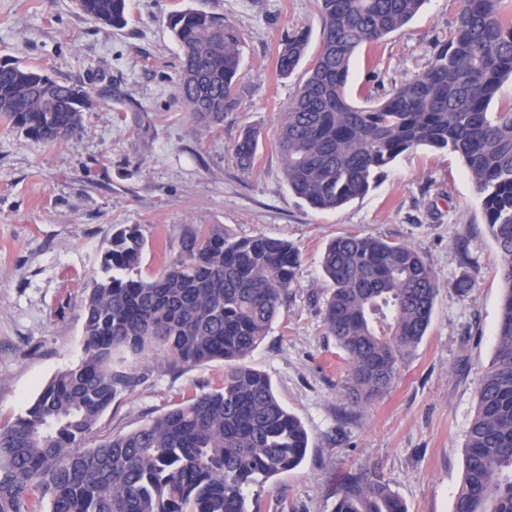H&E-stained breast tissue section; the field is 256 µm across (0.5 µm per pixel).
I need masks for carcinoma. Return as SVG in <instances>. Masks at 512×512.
<instances>
[{"instance_id": "carcinoma-1", "label": "carcinoma", "mask_w": 512, "mask_h": 512, "mask_svg": "<svg viewBox=\"0 0 512 512\" xmlns=\"http://www.w3.org/2000/svg\"><path fill=\"white\" fill-rule=\"evenodd\" d=\"M448 39L427 69L388 95L355 105L346 95L357 49L405 31L424 0H316L322 47L284 109L277 145L289 191L317 210L368 193L401 154L427 146L459 155L481 196L501 256L503 295L493 359L480 377L454 512H512V102L489 105L512 78V18L504 0H458ZM90 19L128 23L127 0H77ZM168 27L180 49L178 94L205 126L239 107L242 37L224 17L176 10ZM306 33L281 42L290 76L307 53ZM17 62L0 65V115L27 136L68 137L83 112L105 102ZM261 133L232 148L241 170L255 163ZM145 240L135 227L112 233L84 304V356L53 377L9 426L0 427V512H259L250 491L303 461L308 432L246 360L265 339L296 282L298 249L264 235L235 238L219 225L193 230L179 260L144 276ZM328 335L348 364L356 405L387 392L400 364L427 333L436 278L403 242L341 235L326 247ZM129 353L154 369L229 363L216 389L182 399L133 430L86 447L136 370L114 367ZM334 512H406L376 474L349 476Z\"/></svg>"}]
</instances>
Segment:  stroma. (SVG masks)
<instances>
[{
    "mask_svg": "<svg viewBox=\"0 0 512 512\" xmlns=\"http://www.w3.org/2000/svg\"><path fill=\"white\" fill-rule=\"evenodd\" d=\"M188 8L224 16L243 36L241 105L211 127L177 92L179 49L167 16ZM457 8V0H425L404 34L359 48L349 98L362 103L368 89L382 97L426 69ZM299 29L315 57V0H130L120 30L87 18L76 0H0V61L39 67L64 83L112 87L110 102L53 142L0 118V425L83 357L84 303L113 226L139 227L148 275L177 258L187 231L220 224L237 238L288 240L301 253L296 283L248 363L302 420L309 445L299 468L253 488L260 512H333L354 472L379 474L408 512H453L476 388L495 349L500 252L463 161L449 151L402 154L364 197L336 210L310 208L289 192L274 130L307 68L281 78L275 60L284 36ZM248 127L262 138L244 173L230 148ZM349 233L412 246L438 283L426 336L392 388L362 409L347 397V364L323 322L321 256ZM465 274L473 287L462 296L455 283ZM223 378L220 361L151 370L116 397L88 443L135 429Z\"/></svg>",
    "mask_w": 512,
    "mask_h": 512,
    "instance_id": "35a3bbf8",
    "label": "stroma"
}]
</instances>
